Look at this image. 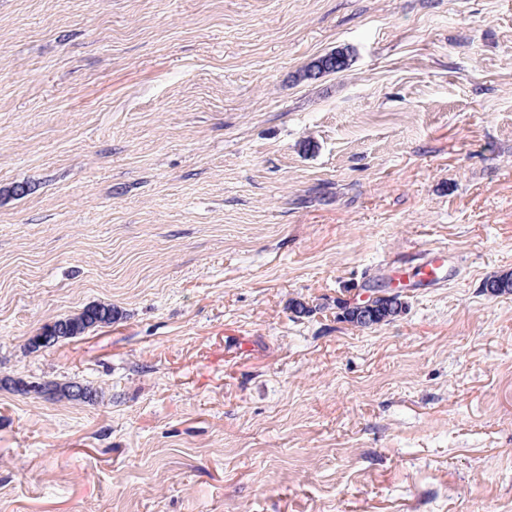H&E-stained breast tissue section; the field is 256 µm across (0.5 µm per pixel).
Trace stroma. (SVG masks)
I'll return each mask as SVG.
<instances>
[{"mask_svg":"<svg viewBox=\"0 0 512 512\" xmlns=\"http://www.w3.org/2000/svg\"><path fill=\"white\" fill-rule=\"evenodd\" d=\"M17 184L0 378L99 398L0 387V512H512V0H0ZM347 66V59L342 53H330L306 67L304 76L315 79L323 74L340 72ZM448 254L444 250L429 252L426 259L418 267L415 276L419 285H438L448 280L446 266ZM404 304L399 292H384L374 299L369 298L353 306L340 303H337V306L342 310L339 316L341 320L350 323L351 326L368 329L393 321L402 312ZM117 314L112 305H88L79 313L60 318L53 325L43 328L40 334L30 338L28 346L35 351L53 347L60 340L76 338L96 327L112 324ZM46 388L50 390L52 393L50 396L38 395L36 392L34 393L37 396L45 397L46 399L52 400H67V401H75L80 403H93L98 400V391L94 389L90 385L82 384L79 382H54L48 381L44 382Z\"/></svg>","mask_w":512,"mask_h":512,"instance_id":"1","label":"stroma"}]
</instances>
